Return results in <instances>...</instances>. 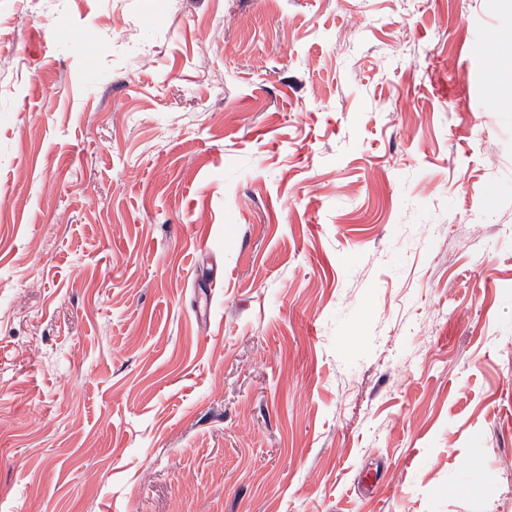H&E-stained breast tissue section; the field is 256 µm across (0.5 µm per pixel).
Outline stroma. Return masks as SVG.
I'll return each instance as SVG.
<instances>
[{
  "label": "stroma",
  "instance_id": "1",
  "mask_svg": "<svg viewBox=\"0 0 512 512\" xmlns=\"http://www.w3.org/2000/svg\"><path fill=\"white\" fill-rule=\"evenodd\" d=\"M496 38L512 0H0V512H512Z\"/></svg>",
  "mask_w": 512,
  "mask_h": 512
}]
</instances>
